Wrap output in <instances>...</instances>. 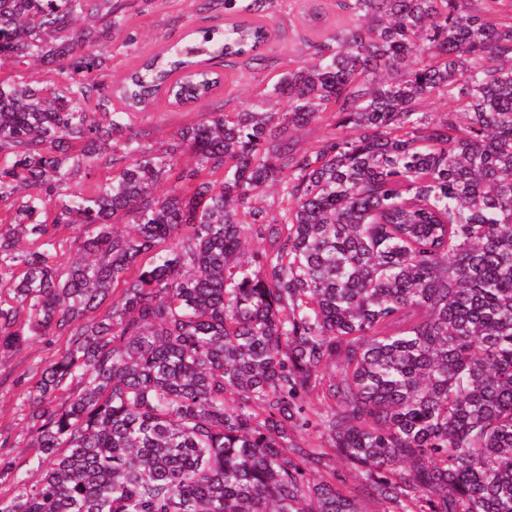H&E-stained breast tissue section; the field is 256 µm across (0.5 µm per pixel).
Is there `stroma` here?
<instances>
[{
  "label": "stroma",
  "mask_w": 512,
  "mask_h": 512,
  "mask_svg": "<svg viewBox=\"0 0 512 512\" xmlns=\"http://www.w3.org/2000/svg\"><path fill=\"white\" fill-rule=\"evenodd\" d=\"M204 0H136L127 16V26L138 40L135 50L113 41L112 72L121 75L133 68L135 54H148L158 45L183 38L188 30L200 24L206 13L220 15L221 6L212 11L202 8ZM319 6L320 29L333 30L347 22L336 7L335 0H274L270 9L271 25L276 38L268 52L264 68L240 60L235 72L227 74L220 88L209 90L195 101L183 106L160 101L147 112L136 113L133 129L146 141L165 146L173 141L174 132L181 126L198 121L203 114L221 106L235 112L247 107L256 112H277L283 107L278 99L263 96L267 84L273 83L285 71L289 61L310 58L308 40L312 30L303 18L307 6ZM62 341L55 336H40L11 351H0V432L9 434L10 447L0 448V459L12 462L11 470L0 473V487L9 488L17 474L37 479L29 471L28 462L35 454L31 446L34 430L29 417L26 396L35 384L40 371L59 356Z\"/></svg>",
  "instance_id": "stroma-1"
}]
</instances>
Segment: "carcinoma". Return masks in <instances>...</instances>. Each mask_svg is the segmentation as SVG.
<instances>
[{
  "label": "carcinoma",
  "mask_w": 512,
  "mask_h": 512,
  "mask_svg": "<svg viewBox=\"0 0 512 512\" xmlns=\"http://www.w3.org/2000/svg\"><path fill=\"white\" fill-rule=\"evenodd\" d=\"M268 2L113 88L128 0H0V62L71 74L0 80V348L66 337L0 512H512V0H336L352 25L264 88L283 111L133 131L217 50L261 60ZM327 112L349 134L276 141Z\"/></svg>",
  "instance_id": "obj_1"
}]
</instances>
